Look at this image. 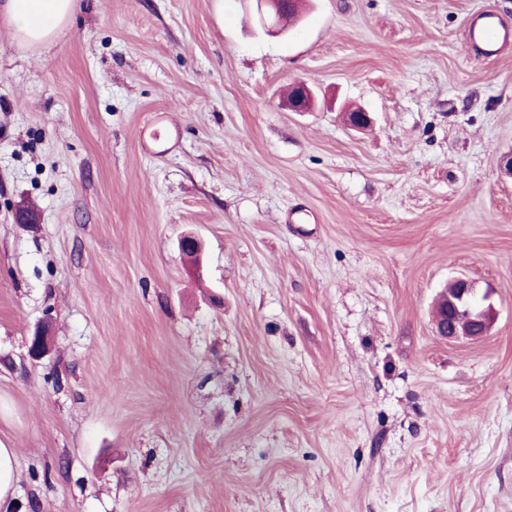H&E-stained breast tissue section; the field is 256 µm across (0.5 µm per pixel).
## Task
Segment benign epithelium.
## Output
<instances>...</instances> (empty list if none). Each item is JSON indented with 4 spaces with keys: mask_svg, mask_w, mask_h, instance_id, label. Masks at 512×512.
I'll return each mask as SVG.
<instances>
[{
    "mask_svg": "<svg viewBox=\"0 0 512 512\" xmlns=\"http://www.w3.org/2000/svg\"><path fill=\"white\" fill-rule=\"evenodd\" d=\"M294 0H257L259 20L264 26H275L281 15L290 10ZM313 100V91L304 81L296 82L288 95V108L303 112ZM441 308L436 316L440 336L450 340H477L489 334L496 312L490 305H481L475 297V288L469 279L458 277L448 284L440 295ZM50 345L48 326L38 327L29 340L28 353L33 359L42 358Z\"/></svg>",
    "mask_w": 512,
    "mask_h": 512,
    "instance_id": "obj_1",
    "label": "benign epithelium"
}]
</instances>
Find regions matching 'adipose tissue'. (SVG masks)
<instances>
[{
  "label": "adipose tissue",
  "instance_id": "adipose-tissue-1",
  "mask_svg": "<svg viewBox=\"0 0 512 512\" xmlns=\"http://www.w3.org/2000/svg\"><path fill=\"white\" fill-rule=\"evenodd\" d=\"M74 0H0V23L29 46L50 44L68 23Z\"/></svg>",
  "mask_w": 512,
  "mask_h": 512
}]
</instances>
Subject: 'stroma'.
Instances as JSON below:
<instances>
[{
	"mask_svg": "<svg viewBox=\"0 0 512 512\" xmlns=\"http://www.w3.org/2000/svg\"><path fill=\"white\" fill-rule=\"evenodd\" d=\"M485 11L512 28V0H305L279 34L254 0H76L37 48L0 24L10 512H512V48L469 41ZM461 275L497 322L451 342ZM313 100V91L304 81L296 82L288 95V108L294 112H304Z\"/></svg>",
	"mask_w": 512,
	"mask_h": 512,
	"instance_id": "obj_1",
	"label": "stroma"
}]
</instances>
